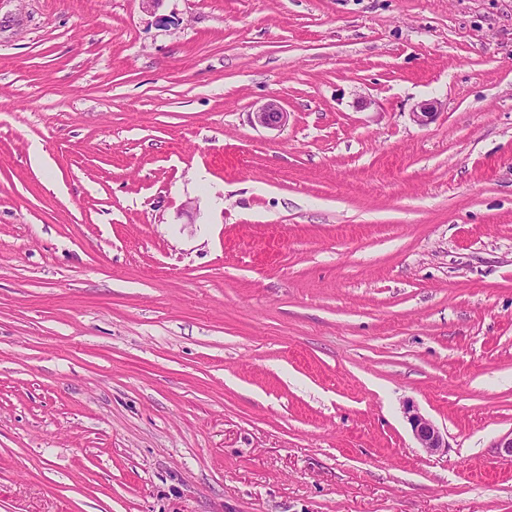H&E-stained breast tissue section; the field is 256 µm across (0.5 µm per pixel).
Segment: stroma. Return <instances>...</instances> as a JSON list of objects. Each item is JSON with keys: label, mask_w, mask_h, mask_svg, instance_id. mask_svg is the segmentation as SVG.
<instances>
[{"label": "stroma", "mask_w": 512, "mask_h": 512, "mask_svg": "<svg viewBox=\"0 0 512 512\" xmlns=\"http://www.w3.org/2000/svg\"><path fill=\"white\" fill-rule=\"evenodd\" d=\"M511 431L512 0H0V512H512ZM251 121L254 126L279 131L288 123V113L278 100L269 99L252 112ZM404 415L419 448L431 454L443 452L448 448V442L440 428L419 408L407 403L404 406Z\"/></svg>", "instance_id": "obj_1"}]
</instances>
